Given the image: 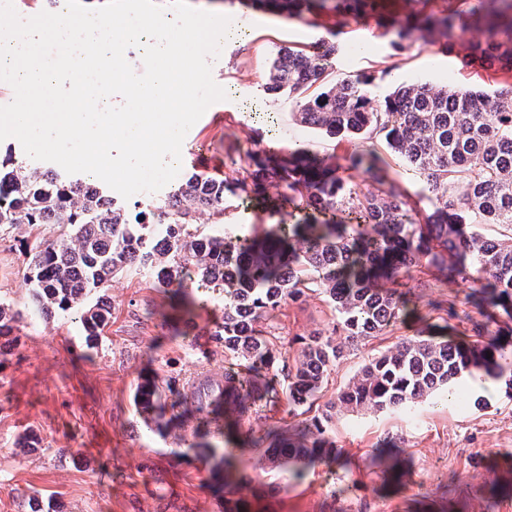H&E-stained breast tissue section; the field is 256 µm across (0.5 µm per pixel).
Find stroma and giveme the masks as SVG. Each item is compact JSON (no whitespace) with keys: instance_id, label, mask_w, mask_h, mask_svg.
<instances>
[{"instance_id":"1","label":"stroma","mask_w":512,"mask_h":512,"mask_svg":"<svg viewBox=\"0 0 512 512\" xmlns=\"http://www.w3.org/2000/svg\"><path fill=\"white\" fill-rule=\"evenodd\" d=\"M191 7L230 17L222 58L213 66L214 81L225 100L213 103L194 124L182 145L181 176L224 173L248 167L249 156L268 147L301 146L309 153L345 157L364 144L337 142L300 123L288 94H264L269 64L280 48L335 41L339 50L327 69L334 83L389 68L370 92L383 100L397 87L426 82L485 92L512 89V70L470 68L467 43L452 47L413 46L397 51L379 16L324 13L310 21L289 20L246 9L234 0H188ZM223 216L201 215L206 232L218 229L251 235L287 222L272 187L250 195L229 196ZM27 261L14 238H0V302L23 309L29 300ZM405 322L390 332L348 343L340 321L322 294L306 292L287 302L276 319L278 331L292 341L313 333L342 342L340 359L328 390L344 387L361 365L395 343L425 335L434 303H452L449 323L466 332L478 310L469 295L472 281L451 270L411 272ZM107 295L112 321L95 347H87L79 322L69 315L22 318L10 350L0 354V512H25L22 495H48L56 512H224L223 494L210 486V469L198 449L224 447L216 424L202 425L188 402L175 410L165 431L145 425L133 396L144 377L180 389L193 378H222L228 360L212 332L224 312V294H209L194 318L196 330L172 338L171 308L164 293L148 279L128 272L112 280ZM284 407L256 402L241 419L256 444L238 449L243 473L239 484L249 498L257 483L277 488L265 498L268 512H512V494L491 498L493 484L512 481V394L503 385L481 391L464 379L455 396L437 395L392 411L344 412L329 424L346 457L345 467L318 464L289 480L287 473L263 468L271 425L296 423ZM34 434L38 443L20 453L15 442ZM394 441L406 452L407 471L391 494L384 476L366 467L365 457L379 443Z\"/></svg>"}]
</instances>
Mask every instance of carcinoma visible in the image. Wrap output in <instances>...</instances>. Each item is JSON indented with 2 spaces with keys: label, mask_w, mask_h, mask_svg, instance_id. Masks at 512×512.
Returning <instances> with one entry per match:
<instances>
[{
  "label": "carcinoma",
  "mask_w": 512,
  "mask_h": 512,
  "mask_svg": "<svg viewBox=\"0 0 512 512\" xmlns=\"http://www.w3.org/2000/svg\"><path fill=\"white\" fill-rule=\"evenodd\" d=\"M405 15L391 12L395 0H238L245 8L306 20L320 12L388 17L391 46L425 43L450 47L470 24L485 36L471 46V60L484 58L512 68V0H416ZM336 43L311 50L281 49L267 74L269 92L300 97L304 125L349 140L381 139L395 159L422 182L438 202L426 223L417 224L386 162L372 151L348 155L344 168L295 147L269 149L251 157L255 170L218 180L192 174L146 211L132 212L100 188L75 177L61 179L11 159L0 163V232L25 233L31 310L42 318L75 316L89 345L98 343L111 318L105 292L113 278L142 270L155 287L170 293L178 321L192 318L204 300L192 284L224 291V316L213 333L230 358L224 378L198 377L190 399L198 412L224 407L244 416L259 396L284 404L287 413L324 388L341 350L329 336L314 334L296 355L274 352L284 337L272 332L276 311L315 288L331 302L347 338L376 336L405 320L398 289L404 274L423 264L440 266L450 257L470 260L486 275L477 306L512 322V92L490 95L469 89L414 83L382 101L370 97L373 74L310 88L323 80ZM375 190L363 192L351 172ZM262 183L277 189L288 214L317 210L322 224H278L262 235L226 236L201 230L198 214L224 215L225 194L249 193ZM469 224H499L497 239L467 230ZM52 228L51 235L43 227ZM392 287L385 288L382 282ZM19 312L0 304V337L11 335ZM448 319L430 325L426 336L407 339L366 363L352 381L325 403L321 415L294 431L273 433L268 463L299 477L301 463L335 462L340 456L328 435L336 409L390 410L450 391L473 371L503 380L512 392V336L484 341L486 324L471 321L474 339L446 334ZM162 393L157 379L140 385L136 401L146 421L163 426L156 412ZM211 475L224 483V512H254L236 496L234 453L206 448ZM374 463L398 477L402 459L395 445L376 449Z\"/></svg>",
  "instance_id": "cac0c4a2"
}]
</instances>
